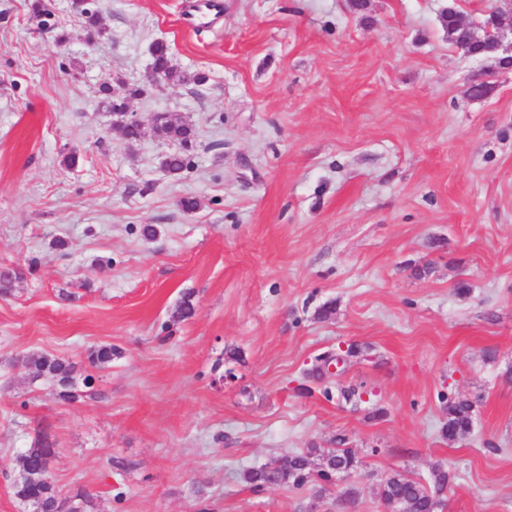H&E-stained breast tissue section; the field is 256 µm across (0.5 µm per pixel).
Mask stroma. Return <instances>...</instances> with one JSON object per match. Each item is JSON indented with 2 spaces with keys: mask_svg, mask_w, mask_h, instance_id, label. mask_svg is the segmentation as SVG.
I'll return each instance as SVG.
<instances>
[{
  "mask_svg": "<svg viewBox=\"0 0 512 512\" xmlns=\"http://www.w3.org/2000/svg\"><path fill=\"white\" fill-rule=\"evenodd\" d=\"M44 2L0 0V512H32L39 443L88 512H339L348 487L385 512L388 477L438 468L439 512H512V66L441 24L494 0H223L199 29L183 0H87L91 43ZM161 41L203 84L150 81ZM137 86L128 111L193 127L190 169L117 127L105 94ZM37 355L91 387L63 400ZM452 399L473 426L449 441ZM332 448L357 464L328 489L244 479ZM441 19L442 26L447 31L449 43L464 54L468 52V42L459 30L458 13L454 9L448 8L442 13ZM22 366L34 378H48L56 381L63 390L60 396L68 401H75L79 394L74 391L73 365L58 357L41 356L38 358L26 357L22 359Z\"/></svg>",
  "mask_w": 512,
  "mask_h": 512,
  "instance_id": "obj_1",
  "label": "stroma"
}]
</instances>
